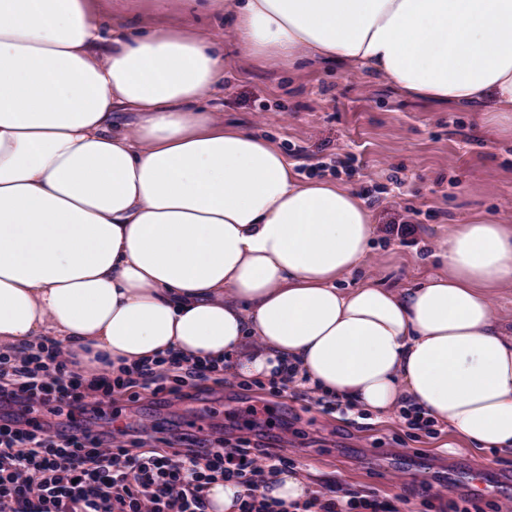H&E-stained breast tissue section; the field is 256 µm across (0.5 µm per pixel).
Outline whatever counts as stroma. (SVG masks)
I'll return each mask as SVG.
<instances>
[{"label": "stroma", "mask_w": 512, "mask_h": 512, "mask_svg": "<svg viewBox=\"0 0 512 512\" xmlns=\"http://www.w3.org/2000/svg\"><path fill=\"white\" fill-rule=\"evenodd\" d=\"M208 105L228 126L276 143L305 178L345 184L374 211L364 265L342 287L411 288L439 271L436 242L485 213L512 222V123L415 97L338 62L298 68L224 46V90ZM262 409L253 425L250 408ZM127 426L140 450L190 436L274 448L322 488L370 495L399 512H499L512 499V454L472 452L443 427L409 429L395 415L352 416L315 395L212 380L190 396L116 393L96 429ZM431 486L433 498L420 495Z\"/></svg>", "instance_id": "35a3bbf8"}]
</instances>
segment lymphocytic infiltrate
<instances>
[{
    "mask_svg": "<svg viewBox=\"0 0 512 512\" xmlns=\"http://www.w3.org/2000/svg\"><path fill=\"white\" fill-rule=\"evenodd\" d=\"M209 374L173 357L121 375L106 367L88 380L49 340L35 356L1 353L0 512H208L204 491L217 481L248 486L239 512H283L253 490L288 464L264 445L213 448L181 436L167 438L163 451L140 452L127 446L125 429L95 433L75 421L108 404L114 390L178 396Z\"/></svg>",
    "mask_w": 512,
    "mask_h": 512,
    "instance_id": "lymphocytic-infiltrate-1",
    "label": "lymphocytic infiltrate"
}]
</instances>
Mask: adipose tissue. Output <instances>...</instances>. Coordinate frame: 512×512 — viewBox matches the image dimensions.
Wrapping results in <instances>:
<instances>
[{
	"label": "adipose tissue",
	"mask_w": 512,
	"mask_h": 512,
	"mask_svg": "<svg viewBox=\"0 0 512 512\" xmlns=\"http://www.w3.org/2000/svg\"><path fill=\"white\" fill-rule=\"evenodd\" d=\"M203 28L105 25L99 0H0V352L57 341L83 376L168 354L229 365L384 417L422 412L477 452H512V224L475 216L443 272L341 287L374 213L301 179L273 142L204 101L224 43L335 61L413 95L512 120V0H232ZM320 512L300 469L259 482ZM492 308L498 318L512 322V288H496L491 293Z\"/></svg>",
	"instance_id": "obj_1"
}]
</instances>
